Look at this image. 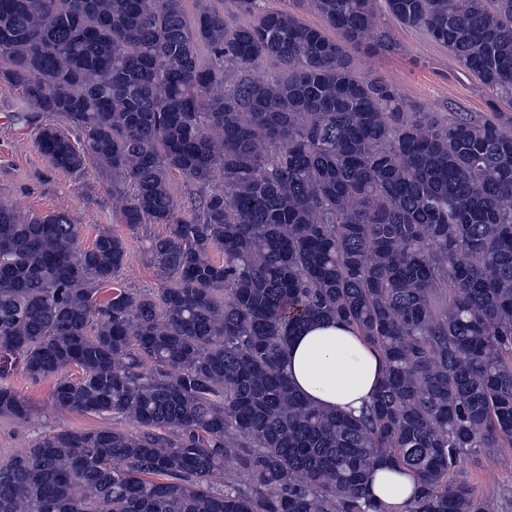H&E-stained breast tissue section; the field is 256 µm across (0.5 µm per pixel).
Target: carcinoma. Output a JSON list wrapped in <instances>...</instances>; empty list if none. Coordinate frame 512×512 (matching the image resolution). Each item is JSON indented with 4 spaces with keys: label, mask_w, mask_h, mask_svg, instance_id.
<instances>
[{
    "label": "carcinoma",
    "mask_w": 512,
    "mask_h": 512,
    "mask_svg": "<svg viewBox=\"0 0 512 512\" xmlns=\"http://www.w3.org/2000/svg\"><path fill=\"white\" fill-rule=\"evenodd\" d=\"M264 2L232 23L208 0H0L11 122L97 168L158 280L114 287L111 230L85 248L68 213L0 201V353L56 379L53 411L133 426L39 436L0 463V512H382L380 463L416 476L405 512H495L449 473L512 447V118L408 112L348 47L392 46L383 10L512 109V0H299L334 38ZM320 318L383 358L358 417L284 371ZM0 415L32 409L1 384Z\"/></svg>",
    "instance_id": "carcinoma-1"
}]
</instances>
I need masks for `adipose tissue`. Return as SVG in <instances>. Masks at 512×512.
I'll return each mask as SVG.
<instances>
[{"instance_id": "1", "label": "adipose tissue", "mask_w": 512, "mask_h": 512, "mask_svg": "<svg viewBox=\"0 0 512 512\" xmlns=\"http://www.w3.org/2000/svg\"><path fill=\"white\" fill-rule=\"evenodd\" d=\"M286 369L291 384L310 402L359 414L374 397L382 377L381 356L348 325L328 319L311 322L288 344ZM369 488L386 512H405L417 489L408 472L377 465Z\"/></svg>"}]
</instances>
